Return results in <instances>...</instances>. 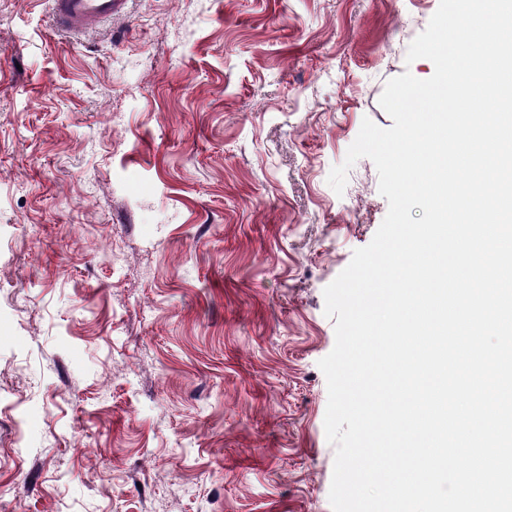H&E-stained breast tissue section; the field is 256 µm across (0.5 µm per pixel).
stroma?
Returning <instances> with one entry per match:
<instances>
[{"label": "stroma", "mask_w": 512, "mask_h": 512, "mask_svg": "<svg viewBox=\"0 0 512 512\" xmlns=\"http://www.w3.org/2000/svg\"><path fill=\"white\" fill-rule=\"evenodd\" d=\"M439 0H0V512H333L328 185ZM121 255L113 265L111 253ZM126 0H52L51 19L55 30L79 34L112 19Z\"/></svg>", "instance_id": "35a3bbf8"}]
</instances>
